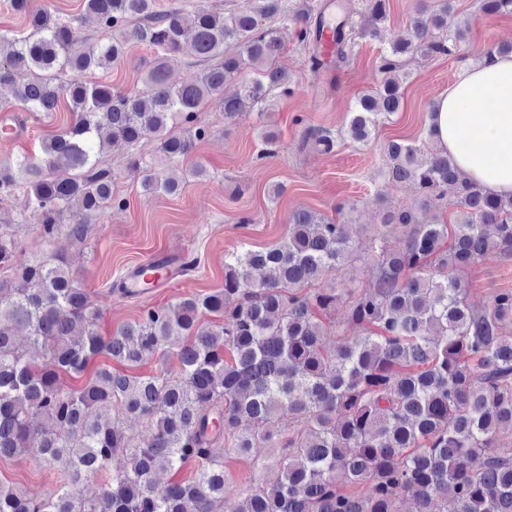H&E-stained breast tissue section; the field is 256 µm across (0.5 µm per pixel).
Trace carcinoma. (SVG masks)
<instances>
[{"label": "carcinoma", "instance_id": "carcinoma-1", "mask_svg": "<svg viewBox=\"0 0 512 512\" xmlns=\"http://www.w3.org/2000/svg\"><path fill=\"white\" fill-rule=\"evenodd\" d=\"M388 3L365 0L366 35L376 36ZM12 7L27 28L0 34V90L10 91L0 109L19 104L35 115L63 99L73 120L42 141L40 154L0 170V200L25 187L26 220L47 238L65 230L79 240L85 218L112 206V146L151 139L174 162L208 134L198 119L204 107L231 118L290 93L266 21L286 26L309 15L286 0L227 16L208 0L165 11L154 0H83L101 37L80 45L50 8ZM450 11L451 0H441L439 10L417 12L410 38L381 55V81L350 113L352 140L370 141L399 111L402 57L446 54L462 37L461 27L448 28ZM132 44L155 51L142 93L107 81ZM346 46L338 21L334 63ZM180 52L205 67L171 85L166 59ZM232 81L240 92L226 97ZM386 158L388 181L413 188L428 211L453 188L458 215L443 224L412 209L388 214L385 225L400 227L403 243L391 247L382 231L369 238L367 286L316 287L354 259L357 245L350 225L308 211L292 216L279 244L233 252L224 289L148 309L106 337L66 257L23 263L0 281V458L28 454L66 477L39 499L0 485V512H224L229 487L214 452L222 442L237 457L280 453L276 478L254 484L234 512H401L403 498L416 512H512V446L502 442V430H512V289L475 311L466 279L491 252L512 258V196H492L448 155L415 144L391 141ZM128 167L146 192L181 188L136 153ZM14 253L1 232L0 264ZM340 306L337 331L331 317ZM206 315L221 321L205 326ZM21 333L47 364L27 357ZM101 354L118 367L98 366L79 388L65 384ZM156 354L175 355L177 369L134 373ZM284 413L286 430L275 427ZM124 416L145 422L148 439L128 435L117 424ZM119 457L128 464L115 465ZM190 463L189 479L153 480ZM91 474L107 479L85 498L77 486Z\"/></svg>", "mask_w": 512, "mask_h": 512}]
</instances>
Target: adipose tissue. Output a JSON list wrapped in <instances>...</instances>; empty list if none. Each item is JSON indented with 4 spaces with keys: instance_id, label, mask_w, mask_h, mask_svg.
<instances>
[{
    "instance_id": "ef3b65f1",
    "label": "adipose tissue",
    "mask_w": 512,
    "mask_h": 512,
    "mask_svg": "<svg viewBox=\"0 0 512 512\" xmlns=\"http://www.w3.org/2000/svg\"><path fill=\"white\" fill-rule=\"evenodd\" d=\"M475 99L490 102V110L463 111ZM427 124L436 149L465 179L490 194L512 195V54H487L460 66L433 99Z\"/></svg>"
}]
</instances>
